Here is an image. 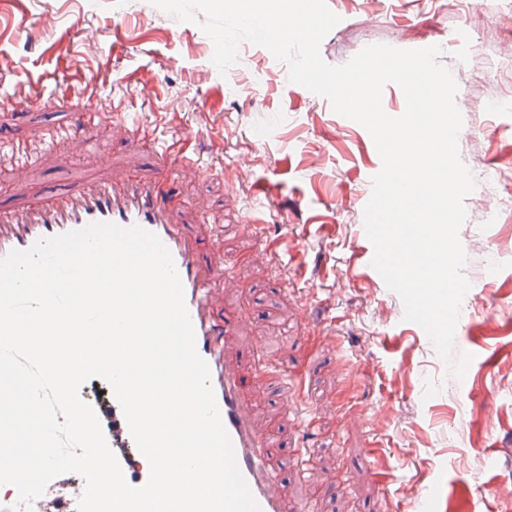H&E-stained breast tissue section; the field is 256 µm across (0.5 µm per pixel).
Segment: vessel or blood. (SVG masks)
Segmentation results:
<instances>
[{
	"instance_id": "1",
	"label": "vessel or blood",
	"mask_w": 512,
	"mask_h": 512,
	"mask_svg": "<svg viewBox=\"0 0 512 512\" xmlns=\"http://www.w3.org/2000/svg\"><path fill=\"white\" fill-rule=\"evenodd\" d=\"M167 192L135 182L122 192L95 183L82 195L61 193L45 208L23 211L0 209V258L26 250L37 241L108 222L124 228L137 226L156 235L170 252L184 288L185 303L194 327L196 350L206 361L222 422L231 440L238 467L261 512H287L280 479L266 464V442L252 425L250 409L242 397L238 366L228 351L229 325L219 323L214 308L227 292L238 288L232 273L218 277L203 273L195 245L183 225L167 209ZM94 410L108 446L126 481L143 486L150 475L146 458L136 450L122 407L117 399L96 404ZM66 475L52 479L35 500L33 512H78V496L70 495Z\"/></svg>"
}]
</instances>
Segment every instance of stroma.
<instances>
[{"label":"stroma","instance_id":"stroma-1","mask_svg":"<svg viewBox=\"0 0 512 512\" xmlns=\"http://www.w3.org/2000/svg\"><path fill=\"white\" fill-rule=\"evenodd\" d=\"M339 23L323 59L345 63L363 47L440 46L457 74L461 159L477 173L460 239L475 298L454 335L473 359L466 384L448 376L428 336L404 321L400 297L363 264L356 217L381 158L369 132L329 101L289 82L288 68L248 43L220 72L211 39L149 0H0V208L49 203L95 178L171 183L176 219L198 242L202 269L235 268L243 286L215 314L229 346L268 465L288 502L315 512H413L426 483L449 491L446 512H512V0H326ZM254 82L251 96L238 91ZM151 85L134 111L126 102ZM86 133L61 134L87 109ZM166 118L159 137L207 169L176 178L173 164L139 144L140 128ZM251 156L256 182L227 175ZM257 210L261 235L238 229ZM290 256L272 260L273 241ZM312 312L338 335L309 351ZM495 350L494 368L484 353ZM344 355L359 369L355 396L375 418L328 410L345 384ZM309 396L324 432L304 434L287 388ZM495 448L496 468L485 456Z\"/></svg>","mask_w":512,"mask_h":512}]
</instances>
